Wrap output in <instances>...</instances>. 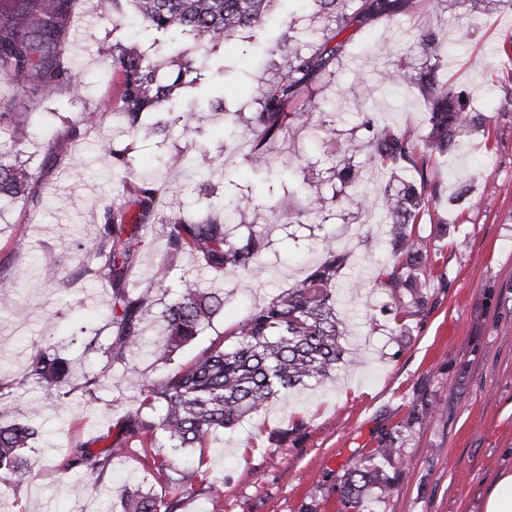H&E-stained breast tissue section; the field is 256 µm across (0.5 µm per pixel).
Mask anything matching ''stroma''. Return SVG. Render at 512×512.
I'll return each mask as SVG.
<instances>
[{
	"instance_id": "1",
	"label": "stroma",
	"mask_w": 512,
	"mask_h": 512,
	"mask_svg": "<svg viewBox=\"0 0 512 512\" xmlns=\"http://www.w3.org/2000/svg\"><path fill=\"white\" fill-rule=\"evenodd\" d=\"M416 10L389 16L354 15L337 36L340 50L312 71L291 103L309 111L272 144L271 173L257 171L246 137L263 95L294 51H318L332 21L311 0H271L265 24L230 32L195 53L189 35L163 36L113 13L110 0H73V28L63 41L72 80L42 99L35 90L16 95L0 82V102L24 114L20 138L0 133V150L20 151L36 177L38 205L0 199V277L19 273L0 290V403L12 421L29 423L39 406L37 436L27 450L30 467L16 485H0V512H123L128 492L178 495L181 512H339V477L394 437L396 456L385 471L389 494L370 488L362 512H480L488 483L512 468V62L500 59L512 11L489 17L462 33L467 7L460 0H416ZM445 54L441 80L453 85L473 111L490 119L487 135L461 150L434 157L428 167L431 206L415 227L427 243L432 276L423 312L400 320L396 306L376 288L390 259L385 192H396L405 174L370 159L365 120L388 126L411 141L427 127L424 97L394 82L415 73L426 58L425 35ZM135 42L175 80L182 57L195 56L193 81L180 85L174 107L143 116L164 121L167 135L130 136L119 112L118 80L99 48ZM99 113L79 139L68 130L82 113ZM194 127L185 138L184 127ZM361 169L365 209L349 207L333 175L351 144ZM125 151L128 168L115 169L105 148ZM158 190L155 218L140 231L142 245L128 279L153 287L155 311L145 315L144 346L125 362L83 351V332L108 343L112 287L81 277L105 207L128 202L127 184ZM290 195L293 214L274 205ZM187 216L220 211L230 238L256 233L264 247L246 270L215 272L191 253L171 254L163 224L174 211ZM333 239L349 263L336 291V312L348 329L350 360L322 383L300 386L287 397L214 433L202 451L206 479L171 491L148 466L162 448L130 444L112 458L100 486L58 465L78 443L101 449L102 439L123 437L140 406L142 383L163 377L168 366L155 355L165 340L158 310L171 304L182 280L221 289L224 307L198 341L180 352L193 359L211 341L273 296L296 286L323 259L320 244ZM172 265L169 281L152 273ZM55 344L72 361L67 398L28 377L32 345ZM95 380L86 390V380ZM302 421L293 431L294 421Z\"/></svg>"
}]
</instances>
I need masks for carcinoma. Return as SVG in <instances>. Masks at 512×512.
Wrapping results in <instances>:
<instances>
[{"label":"carcinoma","mask_w":512,"mask_h":512,"mask_svg":"<svg viewBox=\"0 0 512 512\" xmlns=\"http://www.w3.org/2000/svg\"><path fill=\"white\" fill-rule=\"evenodd\" d=\"M130 2L145 27L157 32L179 31L192 35L202 48L224 39L239 28L261 25L271 0H111L112 10L120 11ZM72 0H4L0 4V77L23 93L36 85L42 96H54L72 77L70 60L62 47V35L71 15ZM321 11L333 18L335 28L325 38L322 54L334 56L340 45L327 48L352 15L368 10L386 14L396 0H315ZM478 12L492 15L512 10V0H468ZM424 49L433 63L417 76L403 74L398 79L415 85L425 94L429 130L422 146L410 143L389 128L372 135L371 160L383 167L396 165L422 174L432 154L450 152L470 137L486 132L489 118L467 110L453 86L438 84L441 45L428 39ZM102 55L112 62L119 77L120 111L130 134L153 138L167 131L161 123L147 125L143 113L172 99L175 84H162L156 76V64L134 46L122 42L106 45ZM320 61L317 55L296 54L281 76L266 91L262 111L252 118L251 161L267 165L269 145L287 125L303 113L287 108L302 78ZM360 168L345 156L336 164V179L349 190L347 202L357 209L366 205L363 195L354 192L360 182ZM33 171L22 162L7 158L0 151V197L7 196L27 204ZM157 190L148 184L135 187L133 204L139 213L130 215L122 206H109L103 215V229L91 246L95 262L83 274L105 279L112 284V325L114 332L107 346L98 337L88 338V353L103 351L109 363L121 362L141 336V323L154 306L150 288H139L127 280V270L142 240V224L152 215ZM430 199L424 186L407 181L398 193L385 198L391 217L389 236L392 263L380 268L379 288L396 304L404 318L416 315L427 301L426 288L432 274L427 264L424 240L415 234L428 211ZM167 244L172 254L194 252L215 271L246 268L257 259L262 238L248 233L231 240L218 214L194 220L176 212L165 224ZM324 260L301 284L275 296L255 311L234 332L235 341L226 347L211 344L193 361L182 364L174 355L192 344L212 318L223 308L224 297L205 292L184 281L176 300L162 313L167 340L161 357L171 364L162 379L140 385L143 396L138 412L128 418L124 432L127 440L142 448H157L161 441L173 448H203L214 432L230 429L278 397L308 381L329 377L344 362L346 324L336 314V284L348 255L328 242L323 246ZM69 362L54 346L32 348L28 374L50 390H59L69 375ZM30 428L5 420L0 413V484H18L28 466L26 448L32 439ZM389 440L380 441L373 453L374 463L355 462L341 475L340 512H360L364 491L376 486L386 492L390 480L379 465L395 455ZM117 449L107 445L94 451L86 444L72 448L59 467L62 471L81 470L97 484L112 464ZM203 461L194 468L174 458H152L157 477L174 487L203 474ZM180 503L150 492L135 491L126 497L125 512H177Z\"/></svg>","instance_id":"cac0c4a2"}]
</instances>
